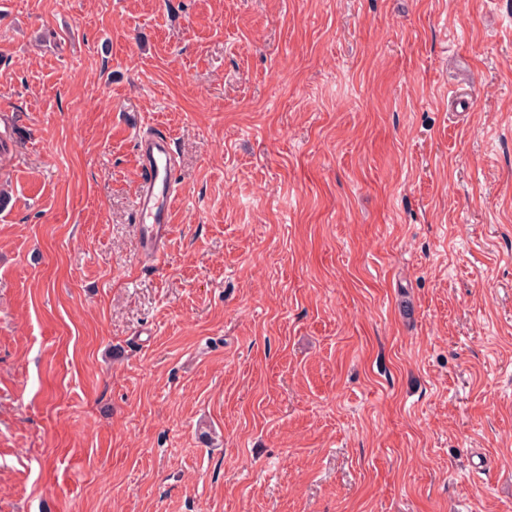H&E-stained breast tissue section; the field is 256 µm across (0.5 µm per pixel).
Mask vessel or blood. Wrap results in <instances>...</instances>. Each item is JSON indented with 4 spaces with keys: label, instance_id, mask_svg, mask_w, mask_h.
I'll return each mask as SVG.
<instances>
[{
    "label": "vessel or blood",
    "instance_id": "1",
    "mask_svg": "<svg viewBox=\"0 0 512 512\" xmlns=\"http://www.w3.org/2000/svg\"><path fill=\"white\" fill-rule=\"evenodd\" d=\"M136 150L141 180L133 200L134 219L140 226L142 250L155 255L169 232L177 196L173 142L166 130L158 128L138 138Z\"/></svg>",
    "mask_w": 512,
    "mask_h": 512
}]
</instances>
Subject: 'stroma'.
Wrapping results in <instances>:
<instances>
[{"label":"stroma","instance_id":"35a3bbf8","mask_svg":"<svg viewBox=\"0 0 512 512\" xmlns=\"http://www.w3.org/2000/svg\"><path fill=\"white\" fill-rule=\"evenodd\" d=\"M0 512H512V0H0ZM135 145L141 180L133 200L134 219L140 226L142 250L157 255L172 224L177 196L173 142L166 130L156 128L153 134L139 137Z\"/></svg>","mask_w":512,"mask_h":512}]
</instances>
